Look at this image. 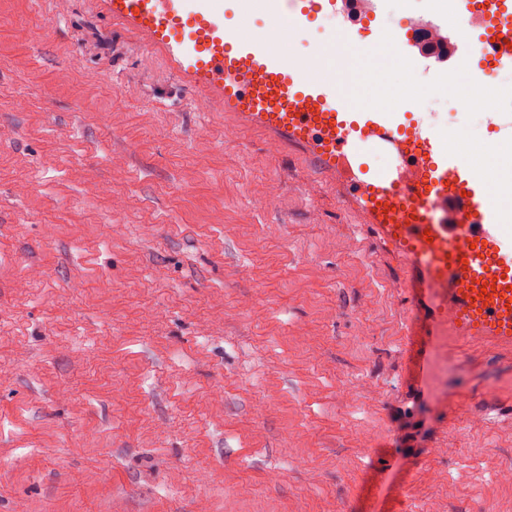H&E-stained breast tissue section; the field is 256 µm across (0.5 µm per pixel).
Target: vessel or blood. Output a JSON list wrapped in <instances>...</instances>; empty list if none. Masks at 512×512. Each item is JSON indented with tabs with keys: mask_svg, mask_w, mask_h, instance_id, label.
Listing matches in <instances>:
<instances>
[{
	"mask_svg": "<svg viewBox=\"0 0 512 512\" xmlns=\"http://www.w3.org/2000/svg\"><path fill=\"white\" fill-rule=\"evenodd\" d=\"M250 0H106L113 21L161 50L170 66L234 127L292 150L407 270L433 346L459 338L512 350V206L477 167L490 148L406 109L356 112L331 77L287 55L279 38L246 31ZM345 0H307L297 28L345 14ZM463 26L484 28L492 67H512V0H460ZM493 286L490 300L482 286Z\"/></svg>",
	"mask_w": 512,
	"mask_h": 512,
	"instance_id": "b4317fda",
	"label": "vessel or blood"
}]
</instances>
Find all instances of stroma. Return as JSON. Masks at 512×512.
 <instances>
[{
    "label": "stroma",
    "mask_w": 512,
    "mask_h": 512,
    "mask_svg": "<svg viewBox=\"0 0 512 512\" xmlns=\"http://www.w3.org/2000/svg\"><path fill=\"white\" fill-rule=\"evenodd\" d=\"M403 278L105 0H0V512H512V353L415 381Z\"/></svg>",
    "instance_id": "stroma-1"
}]
</instances>
